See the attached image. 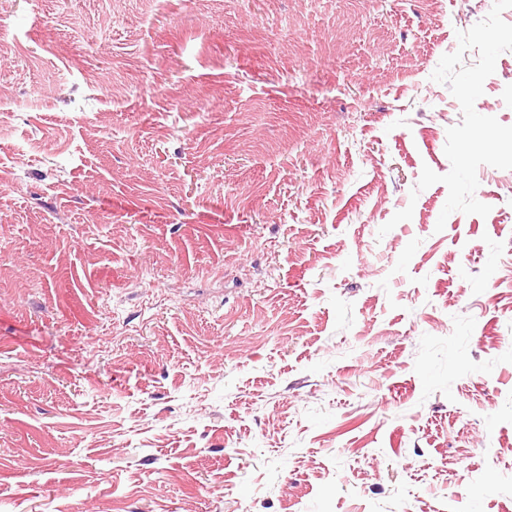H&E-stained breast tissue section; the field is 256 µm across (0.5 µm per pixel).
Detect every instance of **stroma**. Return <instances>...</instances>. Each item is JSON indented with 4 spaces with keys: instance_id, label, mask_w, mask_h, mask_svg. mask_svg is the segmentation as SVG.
<instances>
[{
    "instance_id": "obj_1",
    "label": "stroma",
    "mask_w": 512,
    "mask_h": 512,
    "mask_svg": "<svg viewBox=\"0 0 512 512\" xmlns=\"http://www.w3.org/2000/svg\"><path fill=\"white\" fill-rule=\"evenodd\" d=\"M491 8L0 0V512H512V170L416 188Z\"/></svg>"
}]
</instances>
